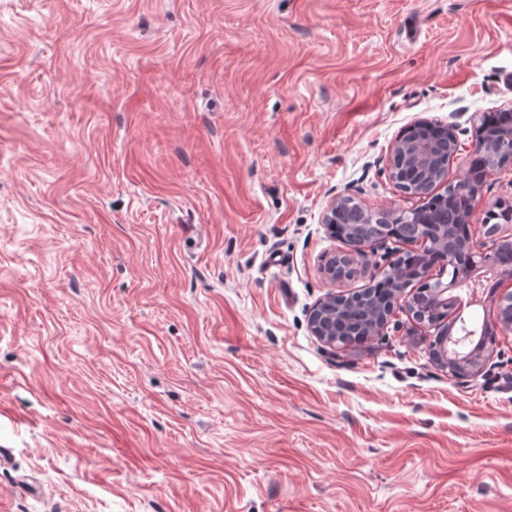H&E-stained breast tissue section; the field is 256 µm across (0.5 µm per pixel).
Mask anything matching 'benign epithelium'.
Here are the masks:
<instances>
[{
    "label": "benign epithelium",
    "mask_w": 512,
    "mask_h": 512,
    "mask_svg": "<svg viewBox=\"0 0 512 512\" xmlns=\"http://www.w3.org/2000/svg\"><path fill=\"white\" fill-rule=\"evenodd\" d=\"M459 141L455 126L430 119H419L390 145L383 159L384 169L395 190L405 196L425 200L408 209L370 210L350 194L339 195L326 205L323 223L336 233L337 217L351 209L360 223L339 237L345 248L322 259L320 270L331 284L349 282L357 277L368 286L347 292H329L309 310L312 335L328 345L343 342L345 336H379L396 310L406 311L422 325L435 329L431 348L434 361L457 380L480 374L489 360L487 343L496 332L485 329L487 341L467 347L468 337L449 332L454 325L451 310L457 298L450 292L458 287L457 277L449 281L443 275L459 265L471 268L486 263L503 269L502 276L512 277V254H484L476 251L470 234L472 217L479 203L486 179L512 163V121L491 129L482 122L476 130L472 159L466 176L448 182V170L457 157ZM497 224L481 225L483 235L496 242H512V207L500 215ZM402 224L401 239L414 247L423 259L422 268L411 273L402 269V254L393 251L371 259L374 246L385 237H366L361 224Z\"/></svg>",
    "instance_id": "7a95c632"
}]
</instances>
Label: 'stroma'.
Listing matches in <instances>:
<instances>
[{"label": "stroma", "mask_w": 512, "mask_h": 512, "mask_svg": "<svg viewBox=\"0 0 512 512\" xmlns=\"http://www.w3.org/2000/svg\"><path fill=\"white\" fill-rule=\"evenodd\" d=\"M509 106L512 0H0V512H512V330L308 327L326 204Z\"/></svg>", "instance_id": "obj_1"}]
</instances>
